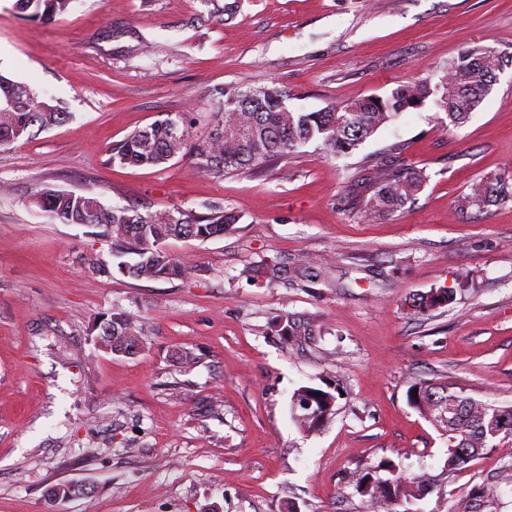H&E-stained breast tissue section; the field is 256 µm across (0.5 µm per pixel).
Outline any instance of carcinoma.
Wrapping results in <instances>:
<instances>
[{"label":"carcinoma","instance_id":"cac0c4a2","mask_svg":"<svg viewBox=\"0 0 512 512\" xmlns=\"http://www.w3.org/2000/svg\"><path fill=\"white\" fill-rule=\"evenodd\" d=\"M72 0H15L20 13L49 22L67 10ZM512 58L493 48L464 51L436 84L418 79L401 85L385 96L345 100L314 112L288 109V94L276 86L219 87L211 92L216 110L212 126L203 139L192 140L190 123L184 117L166 118L137 129L110 145L109 161L122 166H159L182 152L193 155L197 169L222 175L253 169L280 160L312 140L330 156L349 154L401 113L419 109L433 97L448 115L451 125L462 123L476 111L490 93L497 73ZM69 113L41 99L24 85L0 75V148H6L33 130L58 126ZM427 175L419 168L393 160L372 165L364 191L353 200L368 221L394 213L416 200ZM512 203V170L473 182L458 200L462 211L484 213L493 205ZM31 204L63 224H86L101 229L112 241V254L134 255L133 263L118 264L121 273L145 280L191 279L195 267L172 257L163 248L169 238L208 240L224 235L239 223L240 216L219 203L205 205V211L180 210L178 214L159 211L141 215L126 207L107 208L91 195H65L47 189ZM271 281L294 286L328 278V270L314 256L306 255L291 266L273 262L265 267ZM453 302L446 288L432 290L414 301L412 314L423 316ZM284 336H313L317 324L278 320ZM143 327L135 313L123 310L99 324L98 342L114 355L132 357L143 347ZM420 396L408 395V402L423 419L446 439L448 448L444 471L453 476L487 448L512 446V405L498 406L476 399L448 381L411 385ZM336 396L319 388L303 386L293 396L292 419L305 433L319 430L335 414ZM355 490L366 497L371 512H396L394 505L429 492L423 475H406L387 460L373 469L355 474ZM512 488V462L496 478L461 494H450L448 512H500L502 488Z\"/></svg>","mask_w":512,"mask_h":512}]
</instances>
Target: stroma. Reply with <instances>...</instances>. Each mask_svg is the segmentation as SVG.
Masks as SVG:
<instances>
[{
	"instance_id": "35a3bbf8",
	"label": "stroma",
	"mask_w": 512,
	"mask_h": 512,
	"mask_svg": "<svg viewBox=\"0 0 512 512\" xmlns=\"http://www.w3.org/2000/svg\"><path fill=\"white\" fill-rule=\"evenodd\" d=\"M475 47L512 54V0H72L48 23L0 0V74L71 114L0 149V512H365L352 474L384 460L435 484L408 512H448L450 493L496 475L512 457L501 447L443 475L447 443L407 391L446 379L512 405V203L476 218L457 207L474 180L512 169V66L460 126L430 100L348 155L310 142L212 177L188 155L122 168L107 153L179 114L203 135L216 87L275 85L313 112L438 80ZM393 145L428 183L365 221L346 192ZM49 188L143 214L218 202L240 221L166 241L192 279L108 276L87 263L112 259L94 227L31 206ZM304 253L334 287L245 274ZM439 288L452 303L410 315V298ZM118 308L145 323L136 357L97 343L94 324ZM281 314L322 333L285 341ZM181 350L201 358L191 373ZM303 386L336 396L310 434L290 411ZM61 482L84 492L48 503Z\"/></svg>"
}]
</instances>
